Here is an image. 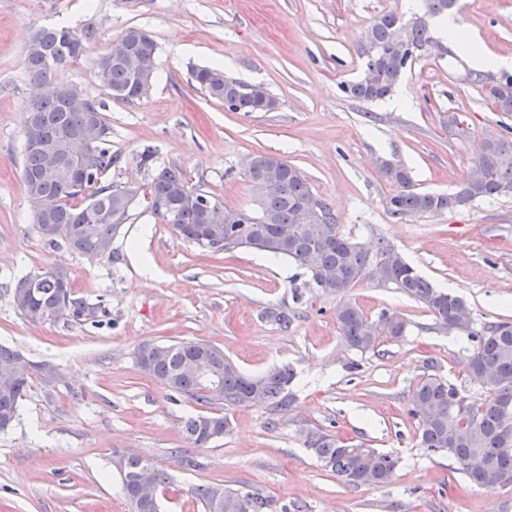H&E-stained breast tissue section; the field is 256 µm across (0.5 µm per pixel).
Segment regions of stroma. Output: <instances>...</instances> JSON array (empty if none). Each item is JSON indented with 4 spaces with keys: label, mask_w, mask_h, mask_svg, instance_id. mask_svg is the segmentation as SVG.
<instances>
[{
    "label": "stroma",
    "mask_w": 512,
    "mask_h": 512,
    "mask_svg": "<svg viewBox=\"0 0 512 512\" xmlns=\"http://www.w3.org/2000/svg\"><path fill=\"white\" fill-rule=\"evenodd\" d=\"M456 19L494 54L512 55V0H460ZM421 0H0V343L55 366L34 379L13 426L0 432V512H126L112 473L116 451L148 459L171 484L162 512H200L198 486L221 484L272 499L288 512H512V485L472 486L458 463L419 445L413 391L438 374L464 394L474 345L436 330L431 314L400 291L363 280L348 296L370 317L408 322L373 351L348 347L335 295L309 285L283 258L214 253L184 240L154 214L144 187L167 166L227 209L252 206L245 170L258 152L280 155L306 177L344 232L385 240L435 286L463 297L480 322H512V195L439 215L396 219L383 159L403 162L417 190L450 192L466 180L488 134L512 128L477 85L464 49L436 39L400 82L409 100L364 102L344 83L363 74L357 42L379 14L411 18ZM92 25L96 38L65 73L105 105L119 161L103 184L142 185L112 255L90 261L41 241L21 181L26 46L43 25ZM152 33L156 76L135 103L109 98L97 77L106 46L127 29ZM263 84L270 112H230L191 77L201 66ZM456 116L466 137L448 130ZM153 154L144 165L143 151ZM148 263H141V255ZM67 269L73 287L102 312L99 324L33 323L12 304L23 275ZM287 313L280 324L276 316ZM147 340L205 341L245 373L288 366L286 412L229 410L232 428L208 447L188 446L196 403L171 400L137 365ZM319 427L346 442L394 453L390 483L353 488L304 445Z\"/></svg>",
    "instance_id": "35a3bbf8"
}]
</instances>
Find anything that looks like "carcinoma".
Instances as JSON below:
<instances>
[{
    "label": "carcinoma",
    "instance_id": "carcinoma-1",
    "mask_svg": "<svg viewBox=\"0 0 512 512\" xmlns=\"http://www.w3.org/2000/svg\"><path fill=\"white\" fill-rule=\"evenodd\" d=\"M457 0H423V13L407 22L388 12L378 15L362 32L357 53L364 66L361 79L343 85L349 97L374 102L390 96L410 64L405 45L422 49L431 40L432 28L426 19L453 11ZM96 37L92 26H44L34 32L26 53L32 88L39 89L27 102L26 121L40 125L42 136L57 140L83 131L95 141L94 169L78 173L54 172V160L38 149H23L21 179L27 198H48L56 202L47 215H33L37 233L51 249L66 248L88 260L94 259L99 246L110 243L119 233L114 216L126 205L119 202V190L101 184L102 176L112 170L118 157L112 153L110 127L103 118L104 105L85 98L74 100L73 83L64 72ZM157 44L153 36L139 28H130L108 44L98 61V81L114 99L133 103L146 97L156 73ZM192 79L207 95L224 103L230 112H268L277 101L261 84L231 80L218 68L198 67ZM472 82L486 88L500 112H512V75L473 73ZM380 170L395 187L387 198L389 214L398 219L442 214L492 199L512 190V131L494 142H484L479 157L462 185L451 193L421 192L414 189L411 170L404 164L385 159ZM279 182L278 191L261 195L258 186L269 173ZM254 192L257 211L235 210L236 220L220 227L219 233L202 224L205 204L203 193L195 200L182 201L196 189L184 177L159 168L148 185L154 212L174 227L184 239L212 252L219 251L213 237L220 236L230 249L252 248L285 258L303 269L309 283L325 293H334L336 322L348 346L360 352L375 350L383 337L398 339L405 335L408 322L397 313L383 312L369 318L354 302L345 299L359 280L360 273L376 269L377 283L391 286L419 302L431 313L436 329L446 334L465 335L475 342L467 368L469 380L480 397L462 407L448 410L461 395L456 385L436 374L420 379L412 395L410 416L417 421L419 444L433 452L452 457L467 480L487 491L512 484V323L476 322L463 298L441 290L421 276L388 243L381 241L373 252L341 232L340 225L326 203H321L326 224L315 223L302 210V203L315 199L302 172L283 158L270 153L253 156L247 173ZM82 203H77V199ZM50 224H67L72 232L62 240L48 236ZM34 293L12 297L15 308L27 320L36 323L68 318L85 322L96 317V309L75 291L66 294L58 282L40 277ZM204 357L213 366L211 379H201L188 369L191 361ZM139 368L163 388L197 404L218 409L216 413H196L184 423L185 440L193 448H205L224 436L228 416L221 409L245 407L265 402L272 412L288 409V387L295 378L293 369L274 367L260 376H248L224 356L220 348L205 342L175 343L147 341L135 352ZM43 374L41 366L29 368L11 383L0 380V431L8 430L18 416L20 402L31 388L33 378ZM428 406L430 414L420 412ZM322 467L346 485L380 486L388 483L399 463L389 452L346 444L320 429L312 431V440L304 442ZM145 460L130 455L122 468L121 494L128 512H137L132 502L134 478ZM197 497L202 512H274L270 499L252 492L201 485Z\"/></svg>",
    "mask_w": 512,
    "mask_h": 512
}]
</instances>
